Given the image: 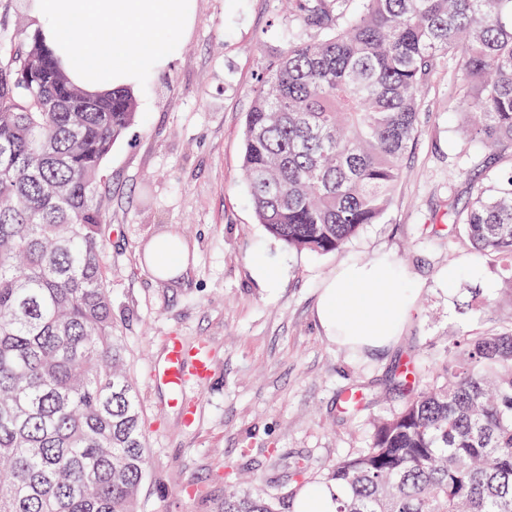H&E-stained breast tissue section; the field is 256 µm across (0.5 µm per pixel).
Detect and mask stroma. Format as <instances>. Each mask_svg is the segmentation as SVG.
<instances>
[{"instance_id": "35a3bbf8", "label": "stroma", "mask_w": 512, "mask_h": 512, "mask_svg": "<svg viewBox=\"0 0 512 512\" xmlns=\"http://www.w3.org/2000/svg\"><path fill=\"white\" fill-rule=\"evenodd\" d=\"M302 33L284 0H197L180 56L138 94L139 120L105 162L107 286L147 428L139 512H212L228 461L253 493L273 477L274 454L319 473L365 447L373 419L428 385L453 340L512 327L500 260L433 229L449 195L473 194L474 149L458 133L447 73L422 96L420 133L382 223L326 254L288 251L257 223L241 170L244 114L269 61ZM173 233L182 270L156 276L151 247ZM261 255L286 267L279 287L255 279ZM380 255L413 278L417 311L388 351L340 349L315 314L324 283L341 264ZM473 263L492 288L470 297L477 286L465 277L460 302L449 300L438 271ZM173 336L205 342L213 358L189 397L190 425L159 376Z\"/></svg>"}]
</instances>
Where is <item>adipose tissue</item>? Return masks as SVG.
<instances>
[{"label":"adipose tissue","instance_id":"1","mask_svg":"<svg viewBox=\"0 0 512 512\" xmlns=\"http://www.w3.org/2000/svg\"><path fill=\"white\" fill-rule=\"evenodd\" d=\"M40 39L70 81L91 94L140 91L180 53L195 0H31ZM162 30L150 40L146 27ZM80 33L82 45L72 35ZM419 295L397 265L379 256L342 264L322 291L317 317L337 345L383 351L399 339Z\"/></svg>","mask_w":512,"mask_h":512}]
</instances>
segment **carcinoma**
Masks as SVG:
<instances>
[{"instance_id":"1","label":"carcinoma","mask_w":512,"mask_h":512,"mask_svg":"<svg viewBox=\"0 0 512 512\" xmlns=\"http://www.w3.org/2000/svg\"><path fill=\"white\" fill-rule=\"evenodd\" d=\"M294 0L305 31L266 66L242 166L258 223L290 252L339 251L388 212L448 67L460 130L505 160L443 226L512 279V0ZM0 56V512H138L142 405L106 287L98 194L134 94L93 105L25 29ZM216 512H293L312 480L337 512H512V329L465 336L435 382L372 423L366 447L263 493L226 465Z\"/></svg>"}]
</instances>
